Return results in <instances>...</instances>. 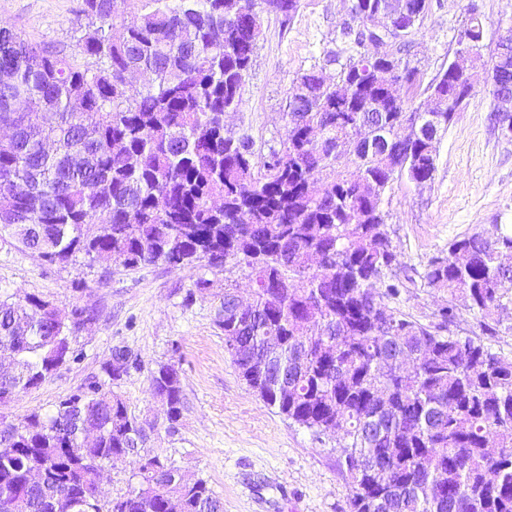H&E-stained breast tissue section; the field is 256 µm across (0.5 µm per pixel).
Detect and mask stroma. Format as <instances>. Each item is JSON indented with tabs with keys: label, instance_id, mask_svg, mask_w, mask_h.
<instances>
[{
	"label": "stroma",
	"instance_id": "1",
	"mask_svg": "<svg viewBox=\"0 0 512 512\" xmlns=\"http://www.w3.org/2000/svg\"><path fill=\"white\" fill-rule=\"evenodd\" d=\"M347 0H299L290 21L259 10L263 36L242 89V103L224 116L225 133L248 135L262 155L280 149L288 102L301 74L323 69L335 78L350 45L342 36ZM80 0H0V28L20 32L34 43L56 46L83 64L76 45ZM484 26L486 52L499 33L512 27V0H430L411 37L410 59L420 71L414 104L427 103L428 85L453 60L470 6ZM491 87L479 83L436 144V171L419 185L396 180L386 206L387 230L399 252L397 277L406 284L394 305L423 323L434 321L446 292L427 287L423 275L432 257L447 254L456 237L512 225V136L493 116ZM212 280L198 289V279ZM233 284L249 294L246 267L226 263L170 269L161 264L134 270L115 262L78 259L52 265L13 239H0V291L36 295L70 312L99 309L100 316L73 338V357L39 387L19 392L0 405V415L17 420L51 411L89 382L104 380L115 348L138 354L114 390L129 411L151 428L150 444L168 465L208 482L224 512H348L349 488L338 466L340 442L316 437L267 406L241 380L215 323L216 290ZM480 315L462 310L449 324L452 335L469 336L512 357V332L492 334ZM175 364L186 397L178 423H169L151 391L148 372Z\"/></svg>",
	"mask_w": 512,
	"mask_h": 512
}]
</instances>
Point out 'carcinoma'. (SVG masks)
I'll use <instances>...</instances> for the list:
<instances>
[{"label": "carcinoma", "instance_id": "carcinoma-1", "mask_svg": "<svg viewBox=\"0 0 512 512\" xmlns=\"http://www.w3.org/2000/svg\"><path fill=\"white\" fill-rule=\"evenodd\" d=\"M243 2L149 0L131 14L126 0H82V65L0 28V125L15 132L0 145V237L65 267L114 254L128 270L245 265L250 311L235 313L226 285L215 322L240 344L232 360L265 404L316 435H338L349 512H512V358L448 333L461 309L502 315L512 306V232L497 224L429 261L426 284L448 293L437 323L390 306L398 286L377 291L398 265L387 193L398 178L436 171L434 140L461 104L398 136L416 107L402 97L373 111L377 98L356 71L367 20L384 0H355L342 35L356 53L334 83L321 69L301 74L286 139L262 161L249 136L224 133L262 36L231 23ZM266 2L288 21L298 7ZM397 53L386 64L419 86L409 42ZM131 70L148 80L127 86ZM458 80L447 70L428 90L446 94ZM365 123L383 138L355 140ZM336 167L341 177L322 179ZM16 182L25 191L13 192ZM267 279L280 285L274 298ZM48 306L0 296V351L13 358L0 401L39 387L71 349L74 332ZM117 363L141 366L114 349L104 367L112 382ZM149 382L178 421V369L159 363ZM147 441L121 396L96 380L48 414L0 420V512H57L62 493L70 512H221L207 481L187 480ZM129 458L140 487L107 503L92 496L102 467Z\"/></svg>", "mask_w": 512, "mask_h": 512}]
</instances>
